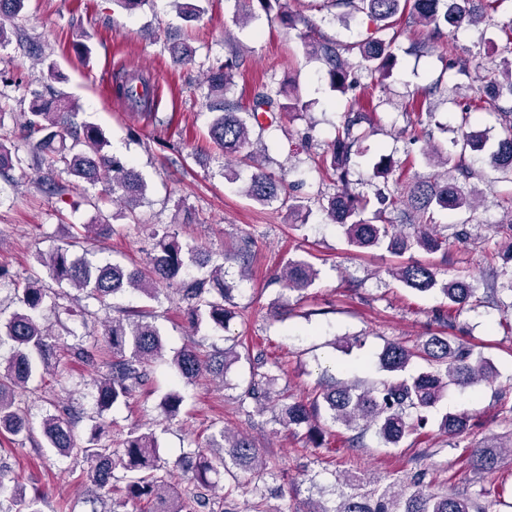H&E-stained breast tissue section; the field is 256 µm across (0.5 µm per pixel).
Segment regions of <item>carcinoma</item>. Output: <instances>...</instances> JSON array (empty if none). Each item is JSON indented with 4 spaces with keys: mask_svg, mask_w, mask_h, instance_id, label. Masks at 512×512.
<instances>
[{
    "mask_svg": "<svg viewBox=\"0 0 512 512\" xmlns=\"http://www.w3.org/2000/svg\"><path fill=\"white\" fill-rule=\"evenodd\" d=\"M26 0H0V46L11 42L17 33L15 21L25 8ZM203 0H174L177 14L184 20L200 16ZM503 0H331L333 6L345 9V14L363 13L376 23V35L355 46L344 47L325 37L303 42L305 54L315 56L325 64V79L330 88L342 94L352 90V67L343 53L356 51L357 66L366 69L379 85L393 74L398 60L397 35L385 32L393 28V18L408 14V22L429 29L435 41L445 40L462 27L483 23L496 12ZM258 4L266 14L288 28L308 25V19L288 9L284 0H235V22L250 17V7ZM504 35L500 53L504 54L501 79L489 80L494 98H512V19L499 26ZM25 54L45 66L46 80L58 82L62 74L54 63L47 61L40 46L19 41ZM173 61L180 65L196 63V51L187 45L171 42ZM241 65L239 56L232 55L206 68L205 83L209 90V108L214 113L210 125L213 140L224 156H239L254 168L246 195L266 206L279 202L292 212L305 208L303 201L287 191L283 180L272 177L264 166L265 155L254 147L251 128L263 127V119L276 110L298 117L307 110L298 88L289 86L288 102H280L283 90L263 91L252 100L251 109L241 113L239 107L224 99L233 84L234 71ZM150 81L136 71L120 69L112 76V96L142 110L154 107L149 94ZM77 104L62 93L50 91L49 96L33 100L30 111L21 112V128L40 137L29 143L31 165L41 172L38 189L47 195H59L65 190L61 172L91 186L102 184L116 195V201L129 213L146 198L148 185L127 161L103 152L107 140L100 127L92 122L74 121ZM471 104L461 109L462 145L458 153L440 152L426 146L423 156L430 166L440 171L425 180L405 185L403 195H378L379 207L367 216L369 201L352 192L351 169L354 159L362 155L361 143L372 125V113L348 112L328 150L320 155L319 164L334 176L335 191L318 198V203L330 221L338 225L349 245L368 249L383 247L401 256L418 250L427 254L448 253V235L430 223L435 208L463 211L474 208L476 193L470 188L475 173L465 160L468 150L481 151L486 138L467 130ZM507 133L497 140L489 154L492 167L512 174V113L506 115ZM61 162L60 169L56 163ZM23 159L15 148L0 142V174L22 165ZM154 251L144 267L120 263L99 262L86 257L76 258L64 243L47 254H38L37 262L45 275H31L17 291L19 309L5 323H0V346H10L5 365H0V435L7 433L24 439L34 438L29 405L19 398L30 391L36 377L58 371L57 357L61 336L40 318L42 311L57 309L68 297L67 288L85 294L100 308L110 307V298L121 291H136L156 301L160 285L174 288L185 320L192 329L202 324L226 328L235 317L232 288L224 281L226 257H216L201 248H187L177 236L167 230L153 232ZM198 269L195 276H186L189 266ZM393 277L405 287L418 292L437 291L448 301V307L461 313L478 301L477 287L465 278L438 279L437 268L420 261L403 262L392 270ZM317 279V270L305 259H290L279 270L275 280L290 291L309 288ZM53 282L51 288L47 282ZM102 360L82 348L74 355L92 366L102 365L105 372L97 379L98 411L103 413L129 404L135 393L152 381L154 367L165 363L177 378L187 382H213L224 379L228 370L244 358L252 365L250 380L240 393L239 410L245 415H262L275 393L280 375L273 371L277 363H268L265 351L241 354L235 347H226L209 355L197 347L185 345L165 357L160 329L146 311L107 316L100 321ZM426 367L408 372L414 359ZM379 368L392 378L369 388L352 383L340 384L332 376H322L318 390L306 400L283 401L277 404L273 422L290 430L307 429L311 442L322 437L318 426L325 420L353 432L349 446H363L364 436L371 432L386 447L398 448L412 436L421 435L433 416V411L447 397L448 387H469L492 377L493 367L483 355L457 341L452 336L432 335L416 349L398 342L387 344L378 354ZM183 397L177 391L166 393L159 406L170 418L179 414ZM76 416L67 409H58L41 419L40 444L53 448L62 456H72L83 463L84 481L100 492L114 487V481L124 482V494L112 499L109 512H124L128 502H145L144 512H224L212 491L221 476L237 479L248 474L254 482L253 493L263 497L260 482L274 474L261 449L249 436L221 427L213 433L206 446L184 453L173 468L190 474L188 489L174 491L168 483L171 469L161 464L160 449L151 432L131 428L119 447L100 443L103 428L95 426L81 443L75 434ZM470 418L445 412L438 430L454 439L467 433ZM512 453V436H490L470 453V463L480 474L496 470L504 452ZM122 476L115 475L116 470ZM11 468L0 464V512H44V496L36 489H27L10 477ZM427 472L420 469L404 479L382 483L355 473L343 475L336 482V499L328 506L313 499L302 503L297 512H484L481 497L491 493L485 488L475 496L459 492L436 493Z\"/></svg>",
    "mask_w": 512,
    "mask_h": 512,
    "instance_id": "carcinoma-1",
    "label": "carcinoma"
}]
</instances>
